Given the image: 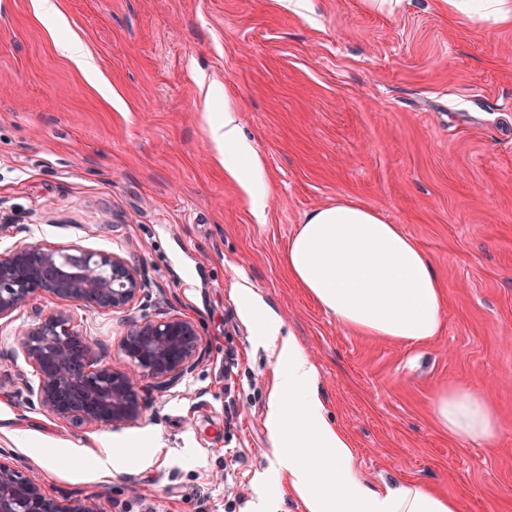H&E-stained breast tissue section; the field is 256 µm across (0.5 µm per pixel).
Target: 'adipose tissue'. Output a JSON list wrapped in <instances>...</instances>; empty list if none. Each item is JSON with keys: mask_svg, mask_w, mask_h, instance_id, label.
Listing matches in <instances>:
<instances>
[{"mask_svg": "<svg viewBox=\"0 0 512 512\" xmlns=\"http://www.w3.org/2000/svg\"><path fill=\"white\" fill-rule=\"evenodd\" d=\"M210 134L225 170L255 196L262 162L241 136L235 112L225 111ZM287 264L293 281L345 327L407 343L443 327L445 294L429 257L373 209L339 204L308 214L288 242ZM262 344L275 362L267 422L277 473L305 512H459L455 497L410 480L364 482L349 437L326 414L317 369L294 337L270 321ZM433 407L457 440L489 443L498 436L480 391L447 388Z\"/></svg>", "mask_w": 512, "mask_h": 512, "instance_id": "ef3b65f1", "label": "adipose tissue"}]
</instances>
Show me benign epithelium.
<instances>
[{
    "mask_svg": "<svg viewBox=\"0 0 512 512\" xmlns=\"http://www.w3.org/2000/svg\"><path fill=\"white\" fill-rule=\"evenodd\" d=\"M51 294L83 308L127 314L113 362L109 344L88 337L73 310L37 319L20 337L19 348L0 354L14 368L25 404L81 427L116 428L139 423L150 403L144 383L170 392L204 361L194 321L178 314H131L148 297L137 265L116 254L80 247L15 243L0 251V320L34 299ZM31 368L38 382L18 366ZM108 490L56 497L47 494L29 466L0 448V512H101Z\"/></svg>",
    "mask_w": 512,
    "mask_h": 512,
    "instance_id": "1",
    "label": "benign epithelium"
}]
</instances>
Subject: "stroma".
<instances>
[{"instance_id": "35a3bbf8", "label": "stroma", "mask_w": 512, "mask_h": 512, "mask_svg": "<svg viewBox=\"0 0 512 512\" xmlns=\"http://www.w3.org/2000/svg\"><path fill=\"white\" fill-rule=\"evenodd\" d=\"M0 0V250L114 252L147 310L193 320L206 358L140 424L76 428L28 409L0 374V448L53 495L100 483L73 459L109 442L104 512H304L266 422L274 365L248 283L319 372L357 470L440 489L460 512H512V27L442 0ZM89 52L108 82L61 47ZM237 112L263 160L262 216L227 177L210 122ZM377 210L428 255L446 294L434 338L347 329L288 275L306 216ZM476 389L493 442L451 438L432 401Z\"/></svg>"}]
</instances>
